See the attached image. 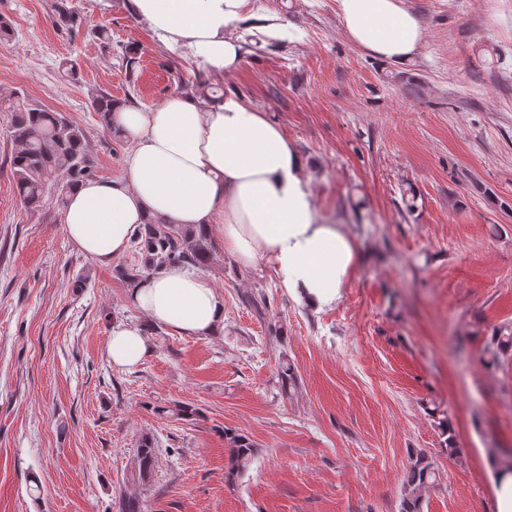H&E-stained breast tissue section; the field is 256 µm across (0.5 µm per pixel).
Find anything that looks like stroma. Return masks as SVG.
I'll return each mask as SVG.
<instances>
[{
	"mask_svg": "<svg viewBox=\"0 0 512 512\" xmlns=\"http://www.w3.org/2000/svg\"><path fill=\"white\" fill-rule=\"evenodd\" d=\"M53 2L0 0L16 31L0 42V99L65 113L97 177H120L129 145L99 124L89 91L154 107L203 68L169 53L130 0H68L87 28L140 45L129 84L99 41L60 33ZM405 3L425 41L396 64L349 41L336 0H246L232 30L242 64L214 81L280 124L319 216L351 233L360 261L314 310L267 262L216 250L206 276L223 329L159 328L130 370L107 339L146 316L111 265L68 238L55 199L35 212L19 200L0 112V512H116L130 494L145 512H400L419 449L440 471L423 512H496L490 459L512 451V359L487 367L483 349L512 324V0ZM67 57L77 79L58 70ZM172 401L201 417L155 414ZM228 428L256 449L233 480ZM145 435L157 457L141 485L129 473Z\"/></svg>",
	"mask_w": 512,
	"mask_h": 512,
	"instance_id": "1",
	"label": "stroma"
}]
</instances>
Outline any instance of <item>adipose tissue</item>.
Listing matches in <instances>:
<instances>
[{
  "label": "adipose tissue",
  "mask_w": 512,
  "mask_h": 512,
  "mask_svg": "<svg viewBox=\"0 0 512 512\" xmlns=\"http://www.w3.org/2000/svg\"><path fill=\"white\" fill-rule=\"evenodd\" d=\"M246 0H132L135 14L171 52L215 74L237 70L243 46L231 30ZM345 34L374 57L406 63L425 40L404 0H336ZM112 124L129 144L118 179H91L68 196L61 222L85 254L107 264L130 247L144 219L203 224L240 265L263 260L313 309L336 302L359 261L339 224L320 223L305 161L281 126L235 95L181 92L157 107L116 105ZM150 324L211 336L224 300L198 271L169 265L128 295ZM152 351L139 325L118 323L107 341L113 365L132 368Z\"/></svg>",
  "instance_id": "ef3b65f1"
}]
</instances>
